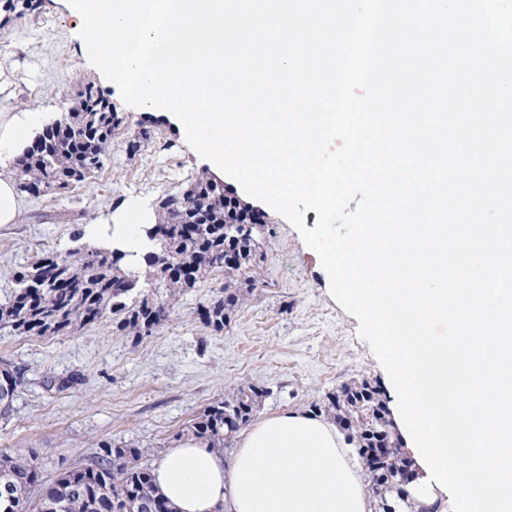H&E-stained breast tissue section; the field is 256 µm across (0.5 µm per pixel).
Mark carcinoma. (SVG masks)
Instances as JSON below:
<instances>
[{
	"mask_svg": "<svg viewBox=\"0 0 512 512\" xmlns=\"http://www.w3.org/2000/svg\"><path fill=\"white\" fill-rule=\"evenodd\" d=\"M104 103L94 84H84L78 101L56 123V132L16 161L13 175L19 186L63 194L97 172L117 131L126 128L125 116L106 111ZM156 206L158 231L148 235L151 248L145 254L154 287L188 291L213 271L245 275L253 267L268 224L229 220L224 189L214 180L200 178L183 191L164 194ZM126 256L114 248L90 258L76 247L62 258L21 267L10 298L0 305V330L60 335L109 318L118 336L151 332L169 319L170 308L141 291L138 275L120 269ZM222 293L200 310L202 322L214 331L224 330L242 300L238 286L226 285ZM20 384L17 370L0 368L1 419L10 417ZM267 395L260 386L240 387L193 419L187 433L222 448L253 419L259 399ZM313 409L333 414L347 431L378 499L407 497L400 480L408 463L377 387L366 380L346 383ZM148 453L147 448L103 443L91 464L69 468L44 484L36 458L19 448L0 457V512H173L142 463Z\"/></svg>",
	"mask_w": 512,
	"mask_h": 512,
	"instance_id": "obj_1",
	"label": "carcinoma"
}]
</instances>
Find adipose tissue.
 <instances>
[{"instance_id": "1", "label": "adipose tissue", "mask_w": 512, "mask_h": 512, "mask_svg": "<svg viewBox=\"0 0 512 512\" xmlns=\"http://www.w3.org/2000/svg\"><path fill=\"white\" fill-rule=\"evenodd\" d=\"M176 512H375L369 480L336 425L286 410L242 434L231 461L186 439L156 462Z\"/></svg>"}]
</instances>
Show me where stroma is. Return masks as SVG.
Returning <instances> with one entry per match:
<instances>
[{
    "instance_id": "1",
    "label": "stroma",
    "mask_w": 512,
    "mask_h": 512,
    "mask_svg": "<svg viewBox=\"0 0 512 512\" xmlns=\"http://www.w3.org/2000/svg\"><path fill=\"white\" fill-rule=\"evenodd\" d=\"M39 2L21 17L0 13V55L10 69L0 86V113H31L34 132H41L91 82L145 138L133 156L115 144L104 167L68 194H23L18 222L0 225V304L19 266L65 254L80 231L107 238L111 212L154 205L159 196L212 175L172 116L128 106L118 86L90 63L69 0ZM254 206L267 216L269 232L252 285L223 331L206 327L198 314L220 295V271L189 291L150 289L151 297L169 304L170 317L147 336L115 335L106 321L54 336L0 330V364H10L22 379L10 417L0 420V454L30 449L51 478L87 464L106 441L161 453L207 407L251 384L272 391L257 408L259 419L310 410L353 380H368L392 402L387 372L360 337L357 318L334 298L318 255L269 205L258 200ZM50 378L69 386L47 390Z\"/></svg>"
}]
</instances>
